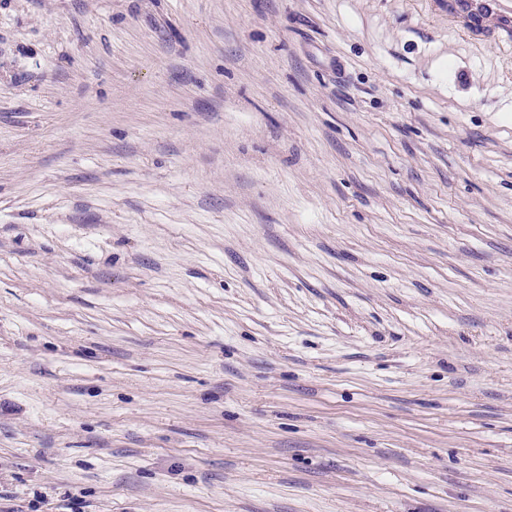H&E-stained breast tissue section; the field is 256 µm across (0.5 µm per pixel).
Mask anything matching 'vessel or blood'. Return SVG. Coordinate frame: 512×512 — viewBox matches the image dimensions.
I'll use <instances>...</instances> for the list:
<instances>
[{"label": "vessel or blood", "mask_w": 512, "mask_h": 512, "mask_svg": "<svg viewBox=\"0 0 512 512\" xmlns=\"http://www.w3.org/2000/svg\"><path fill=\"white\" fill-rule=\"evenodd\" d=\"M447 10L466 35L512 43V0H448Z\"/></svg>", "instance_id": "1"}]
</instances>
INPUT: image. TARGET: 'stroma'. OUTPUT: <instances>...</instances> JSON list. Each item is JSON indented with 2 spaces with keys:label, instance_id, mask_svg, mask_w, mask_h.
<instances>
[{
  "label": "stroma",
  "instance_id": "obj_1",
  "mask_svg": "<svg viewBox=\"0 0 512 512\" xmlns=\"http://www.w3.org/2000/svg\"><path fill=\"white\" fill-rule=\"evenodd\" d=\"M0 512H512V46L0 0Z\"/></svg>",
  "mask_w": 512,
  "mask_h": 512
}]
</instances>
